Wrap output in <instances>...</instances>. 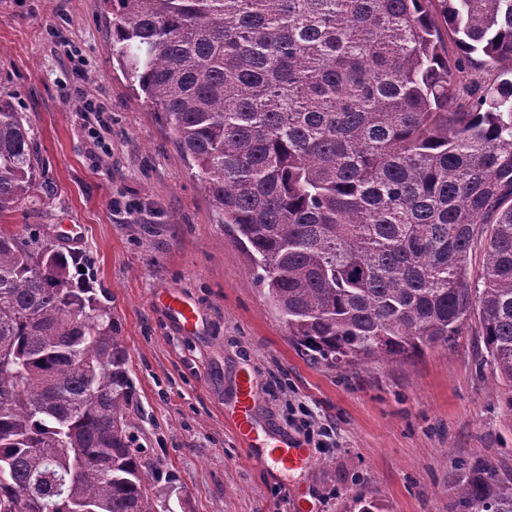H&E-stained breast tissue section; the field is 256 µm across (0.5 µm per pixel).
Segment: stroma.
<instances>
[{"label":"stroma","mask_w":512,"mask_h":512,"mask_svg":"<svg viewBox=\"0 0 512 512\" xmlns=\"http://www.w3.org/2000/svg\"><path fill=\"white\" fill-rule=\"evenodd\" d=\"M0 93L25 113L41 163L32 201L0 223L90 255L71 276L108 300L132 431L161 464L166 512H292L299 493L311 512H350L359 494L381 512H449L456 461L512 467L506 384L472 333L347 372L297 351L196 170L113 60L103 0H0ZM164 291L197 308V332L169 318ZM244 370L272 431L295 435L304 409L333 425L308 469L254 463L225 421Z\"/></svg>","instance_id":"stroma-1"}]
</instances>
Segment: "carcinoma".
<instances>
[{"mask_svg":"<svg viewBox=\"0 0 512 512\" xmlns=\"http://www.w3.org/2000/svg\"><path fill=\"white\" fill-rule=\"evenodd\" d=\"M104 3L297 350L352 368L472 329L512 414V0ZM38 167L0 95V216ZM85 262L0 227V512H160ZM453 488L451 512H512V469L481 455Z\"/></svg>","mask_w":512,"mask_h":512,"instance_id":"cac0c4a2","label":"carcinoma"}]
</instances>
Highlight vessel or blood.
<instances>
[{"instance_id": "vessel-or-blood-1", "label": "vessel or blood", "mask_w": 512, "mask_h": 512, "mask_svg": "<svg viewBox=\"0 0 512 512\" xmlns=\"http://www.w3.org/2000/svg\"><path fill=\"white\" fill-rule=\"evenodd\" d=\"M160 303L170 317L184 330L192 331L198 321L196 308L179 295H164ZM236 432L246 447L253 449L258 459L272 464L282 472L302 470L310 466L307 448L285 433H271L254 419V381L250 372L239 376L232 412Z\"/></svg>"}]
</instances>
